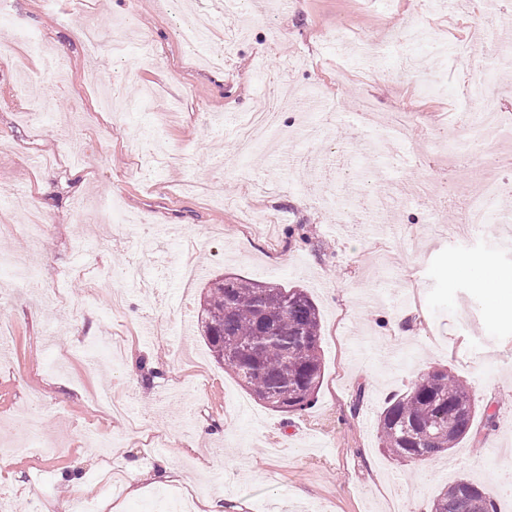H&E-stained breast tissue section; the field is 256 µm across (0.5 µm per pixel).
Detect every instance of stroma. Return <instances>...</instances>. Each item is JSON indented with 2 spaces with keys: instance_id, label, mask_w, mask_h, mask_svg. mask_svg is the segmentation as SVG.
Masks as SVG:
<instances>
[{
  "instance_id": "obj_1",
  "label": "stroma",
  "mask_w": 512,
  "mask_h": 512,
  "mask_svg": "<svg viewBox=\"0 0 512 512\" xmlns=\"http://www.w3.org/2000/svg\"><path fill=\"white\" fill-rule=\"evenodd\" d=\"M15 18L48 50L65 45L66 85L43 79L41 59L19 51L0 28V190L15 191L0 213V252L22 257L45 281L62 279L63 297L34 298L21 279L0 276V322L10 336L0 349V444L19 441L20 409L41 403L53 456L0 457V507L45 512L70 501L64 477L80 463L82 494L95 507L118 498L121 512H156L157 497L179 502L198 483L202 498L221 495L224 512H304L327 503L333 512H388L390 499L431 506L460 479L481 486L497 512H512V461L487 448L512 447V317L492 320L487 307L512 306V223L478 226L468 243L448 237L481 170L432 137L463 87L455 58L469 41L473 5L452 14L448 0H294L277 9L252 0L247 14H225V34L247 26L222 63L194 64L178 28L211 0H11ZM132 20L154 46L153 59L130 49L117 60L113 26ZM90 24L100 43L90 53L76 25ZM392 31V56L431 60L447 51L439 92L381 76L366 77L354 42ZM120 85L126 109L100 114L98 82ZM308 93L305 111L282 108L272 145L242 157L234 116L254 99L284 87ZM70 115L69 124L23 115L29 98ZM370 99L378 125L351 140L356 105ZM339 100L340 113L323 105ZM418 116L408 141L419 165L408 170L370 153L391 115ZM80 179H72L73 169ZM386 187L432 176L427 197L408 194L390 218L347 224L372 174ZM110 199L125 223L97 206ZM45 212L40 242L17 229L27 205ZM466 265H456V257ZM208 273H235L306 288L322 316L324 377L301 412L269 409L218 364L194 326L202 279L180 286L185 262ZM141 266L152 292L128 283L112 288L114 270ZM122 341L116 365L91 362L87 349ZM448 369L469 388L477 415L469 435L438 457L413 463L382 448L377 423L388 400L421 374ZM111 389L125 412L105 416L91 397ZM122 433V467H137L138 494L112 495L98 470L95 439ZM167 460L175 482L154 485L145 472Z\"/></svg>"
}]
</instances>
